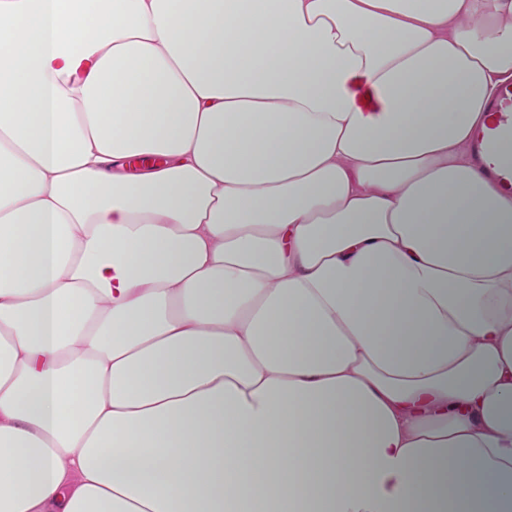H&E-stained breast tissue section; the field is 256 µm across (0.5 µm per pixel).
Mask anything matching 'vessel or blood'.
<instances>
[{"mask_svg": "<svg viewBox=\"0 0 512 512\" xmlns=\"http://www.w3.org/2000/svg\"><path fill=\"white\" fill-rule=\"evenodd\" d=\"M488 121L474 136L478 156L492 162L491 174L504 192L512 193V82L501 84Z\"/></svg>", "mask_w": 512, "mask_h": 512, "instance_id": "obj_1", "label": "vessel or blood"}]
</instances>
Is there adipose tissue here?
Segmentation results:
<instances>
[{
  "label": "adipose tissue",
  "mask_w": 512,
  "mask_h": 512,
  "mask_svg": "<svg viewBox=\"0 0 512 512\" xmlns=\"http://www.w3.org/2000/svg\"><path fill=\"white\" fill-rule=\"evenodd\" d=\"M512 0H0V512H512ZM489 120L474 136L479 157L492 161L491 175L501 189L512 193V82L500 85L490 104Z\"/></svg>",
  "instance_id": "adipose-tissue-1"
}]
</instances>
